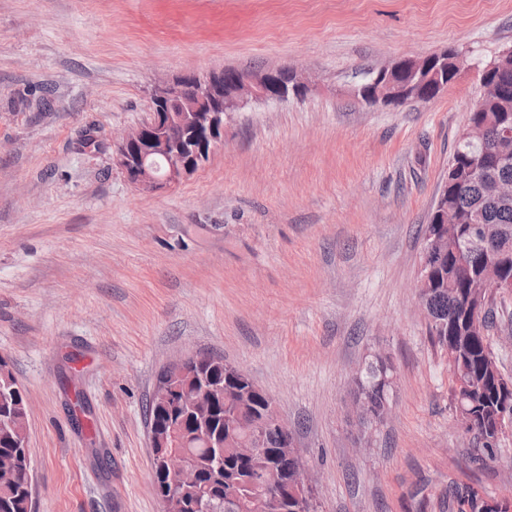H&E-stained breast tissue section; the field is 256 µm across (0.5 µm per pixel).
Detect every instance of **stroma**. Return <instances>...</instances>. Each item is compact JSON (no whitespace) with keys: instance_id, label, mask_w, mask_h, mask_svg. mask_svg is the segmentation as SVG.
<instances>
[{"instance_id":"stroma-1","label":"stroma","mask_w":512,"mask_h":512,"mask_svg":"<svg viewBox=\"0 0 512 512\" xmlns=\"http://www.w3.org/2000/svg\"><path fill=\"white\" fill-rule=\"evenodd\" d=\"M512 48V0H0V355L28 401L32 512H161L147 406L189 352L243 369L316 483V512L512 501V443L475 468L447 358L418 309L429 221L475 69L428 101L351 86L403 56ZM288 67L178 185L137 191L112 137L155 80ZM392 412L358 441L349 391L375 356Z\"/></svg>"}]
</instances>
